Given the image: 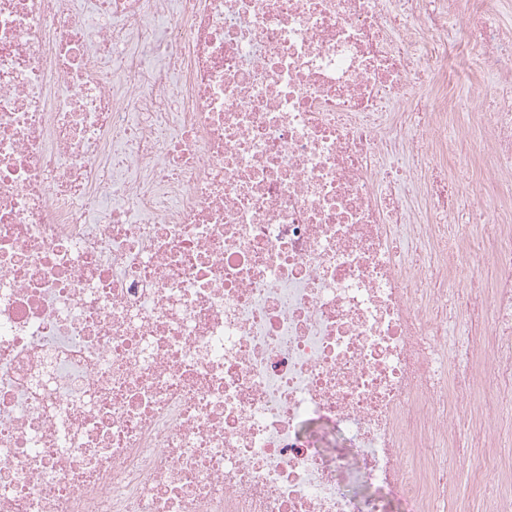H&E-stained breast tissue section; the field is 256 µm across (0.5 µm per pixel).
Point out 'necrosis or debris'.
Returning <instances> with one entry per match:
<instances>
[{"instance_id": "necrosis-or-debris-1", "label": "necrosis or debris", "mask_w": 512, "mask_h": 512, "mask_svg": "<svg viewBox=\"0 0 512 512\" xmlns=\"http://www.w3.org/2000/svg\"><path fill=\"white\" fill-rule=\"evenodd\" d=\"M456 7L0 0V512H512V28Z\"/></svg>"}]
</instances>
